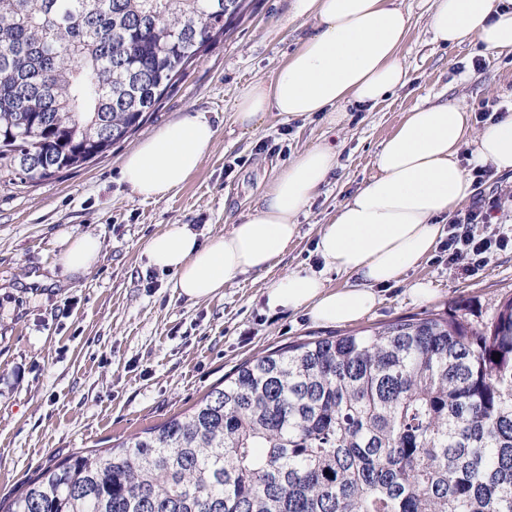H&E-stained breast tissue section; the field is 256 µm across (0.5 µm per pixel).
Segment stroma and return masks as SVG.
<instances>
[{
  "label": "stroma",
  "mask_w": 512,
  "mask_h": 512,
  "mask_svg": "<svg viewBox=\"0 0 512 512\" xmlns=\"http://www.w3.org/2000/svg\"><path fill=\"white\" fill-rule=\"evenodd\" d=\"M289 0H252V10L212 45L164 96L132 136L82 167L44 180L0 177V503L30 477L82 449L130 441L191 408L239 364L288 343L340 334L304 312L270 311L265 292L298 271L322 273L329 287L352 284L325 268L315 252L323 225L375 174L382 142L405 113L422 103L450 102L512 112V55L483 51L476 40L434 43L428 23L434 0H396L411 25L401 50L408 81L373 109L350 105L339 126L324 113H264L254 128L236 124L232 104L249 82L268 77L300 41L310 20H289ZM481 70H473L474 59ZM187 115L216 131L202 165L161 199H145L121 181L124 155L144 138ZM272 140L278 149L263 152ZM334 144L337 164L299 218V235L272 269L237 277L221 294L190 301L173 274L149 268L144 243L170 224L189 225L199 241L224 234L253 212L275 176L301 151ZM100 239L97 264L84 276L64 275L63 236ZM431 300L414 299L415 283ZM512 297V243L475 272L449 264L442 249L397 284L360 328L398 318L454 314L490 322Z\"/></svg>",
  "instance_id": "1"
}]
</instances>
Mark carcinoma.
<instances>
[{
	"instance_id": "carcinoma-1",
	"label": "carcinoma",
	"mask_w": 512,
	"mask_h": 512,
	"mask_svg": "<svg viewBox=\"0 0 512 512\" xmlns=\"http://www.w3.org/2000/svg\"><path fill=\"white\" fill-rule=\"evenodd\" d=\"M252 0H0V171L137 132ZM0 512H512V298L241 363L189 412L40 471Z\"/></svg>"
}]
</instances>
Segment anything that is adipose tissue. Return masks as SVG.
I'll return each mask as SVG.
<instances>
[{
  "label": "adipose tissue",
  "instance_id": "adipose-tissue-1",
  "mask_svg": "<svg viewBox=\"0 0 512 512\" xmlns=\"http://www.w3.org/2000/svg\"><path fill=\"white\" fill-rule=\"evenodd\" d=\"M291 19L313 20L315 30L270 77L254 80L235 97L238 125L253 127L261 113H326L343 120L345 105L375 107L404 85L400 51L410 17L396 0H291ZM429 28L434 42L480 41L491 52L512 53V0H435ZM216 131L189 115L145 140L123 159L121 176L135 194L162 198L201 166ZM473 140V160L496 172L512 171V114L472 134L459 105L423 103L408 112L382 144L375 174L337 210L319 233L316 251L326 267L354 277L347 288L328 287L313 272H295L268 288L270 309H305L318 325L361 321L377 306L379 287L401 280L426 260L442 235L441 217L474 193L458 151ZM336 166V150L320 144L298 155L272 181L253 214L207 242L185 224L150 237L147 266L173 273L181 295L201 300L239 275L268 270L299 234L298 219ZM60 264L81 275L97 262L93 235L62 239Z\"/></svg>",
  "mask_w": 512,
  "mask_h": 512
}]
</instances>
